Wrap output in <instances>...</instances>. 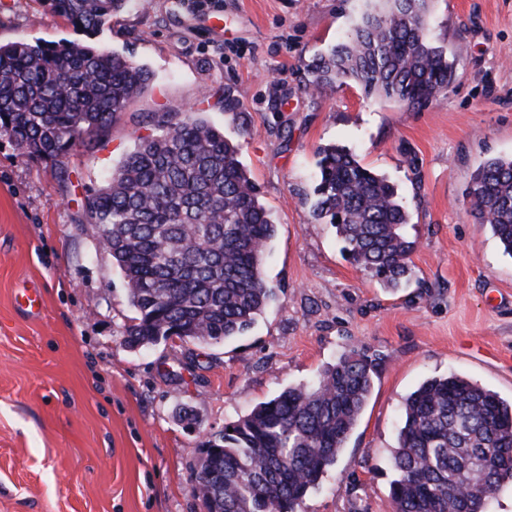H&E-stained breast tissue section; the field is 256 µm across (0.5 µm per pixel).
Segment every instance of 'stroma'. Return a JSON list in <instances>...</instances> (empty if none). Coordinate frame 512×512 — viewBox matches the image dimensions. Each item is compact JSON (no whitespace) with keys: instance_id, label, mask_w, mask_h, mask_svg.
Wrapping results in <instances>:
<instances>
[{"instance_id":"stroma-1","label":"stroma","mask_w":512,"mask_h":512,"mask_svg":"<svg viewBox=\"0 0 512 512\" xmlns=\"http://www.w3.org/2000/svg\"><path fill=\"white\" fill-rule=\"evenodd\" d=\"M365 0H132L91 37L153 75L64 167L0 137V512H205L191 493L199 446L344 351L382 362L361 419L299 512H391L389 458L402 404L451 372L512 401V256L467 199L474 172L512 157V0H433L429 26L455 60L447 93L410 110L349 84L317 90L313 58ZM83 36L44 0H0V42ZM236 111H227V103ZM195 108L226 136L276 226V299L247 336L213 345L123 344L135 311L83 212L155 112ZM336 143L397 187L416 240L391 293L314 223L318 146ZM36 289L40 311L17 295Z\"/></svg>"}]
</instances>
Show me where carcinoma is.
I'll use <instances>...</instances> for the list:
<instances>
[{
    "mask_svg": "<svg viewBox=\"0 0 512 512\" xmlns=\"http://www.w3.org/2000/svg\"><path fill=\"white\" fill-rule=\"evenodd\" d=\"M93 36L128 0H46ZM431 0H369L344 39L316 59V89L348 82L364 94L419 109L455 78L448 51L429 35ZM152 81L131 58L76 42L0 44V136L22 154L64 165L87 135L110 125ZM139 140L86 199L87 223L124 274L136 316L125 343L173 337L200 344L245 336L277 288L264 266L276 227L240 160L242 143L199 117L153 113ZM312 216L329 224L352 263L395 290L412 276L416 241L396 186L344 146L317 149ZM471 212L512 256V158L473 176ZM382 358L341 353L312 385H290L203 441L192 487L206 512H297L334 464L371 395ZM512 405L450 373L404 401L391 453L392 512H484L512 483Z\"/></svg>",
    "mask_w": 512,
    "mask_h": 512,
    "instance_id": "cac0c4a2",
    "label": "carcinoma"
}]
</instances>
